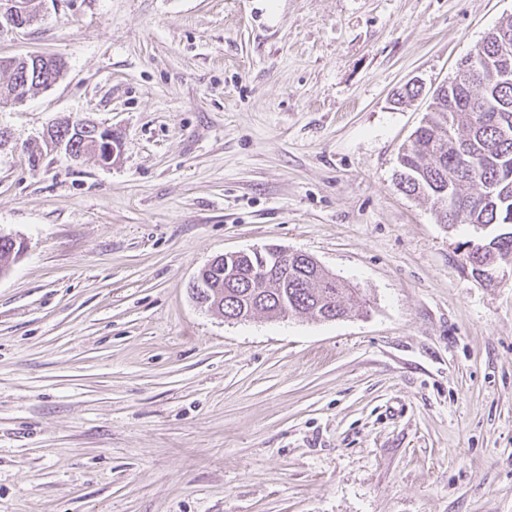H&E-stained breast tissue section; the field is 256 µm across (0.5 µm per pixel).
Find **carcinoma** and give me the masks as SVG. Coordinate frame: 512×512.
Instances as JSON below:
<instances>
[{
	"instance_id": "carcinoma-1",
	"label": "carcinoma",
	"mask_w": 512,
	"mask_h": 512,
	"mask_svg": "<svg viewBox=\"0 0 512 512\" xmlns=\"http://www.w3.org/2000/svg\"><path fill=\"white\" fill-rule=\"evenodd\" d=\"M495 32L508 39L501 43L491 39L487 59L495 64L507 54L512 60V17ZM460 115L466 116L467 124L458 136L455 121ZM60 126L77 151L94 152L86 132L69 131L66 119ZM504 126L512 129V81L502 83L486 74L467 76L461 69L435 90L431 110L398 156L399 189L432 200L440 223L499 229L493 237L468 246L466 261L479 273L512 256V138H502ZM464 159L477 165L486 183L497 186L493 197L482 196L474 177L462 166ZM22 246L23 242L0 235V275ZM199 275L207 307L226 315L242 309L244 303L252 304V313L270 318L306 315L332 321L346 311L345 282L305 258L289 263L286 279L277 271L260 272L255 257L207 265Z\"/></svg>"
}]
</instances>
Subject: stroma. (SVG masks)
Instances as JSON below:
<instances>
[{
    "mask_svg": "<svg viewBox=\"0 0 512 512\" xmlns=\"http://www.w3.org/2000/svg\"><path fill=\"white\" fill-rule=\"evenodd\" d=\"M512 0H48L0 33L53 86L0 104V512H512V260L404 194L434 88ZM421 85L414 100L395 95ZM111 127V164L48 142ZM353 288L228 322L217 256Z\"/></svg>",
    "mask_w": 512,
    "mask_h": 512,
    "instance_id": "stroma-1",
    "label": "stroma"
}]
</instances>
